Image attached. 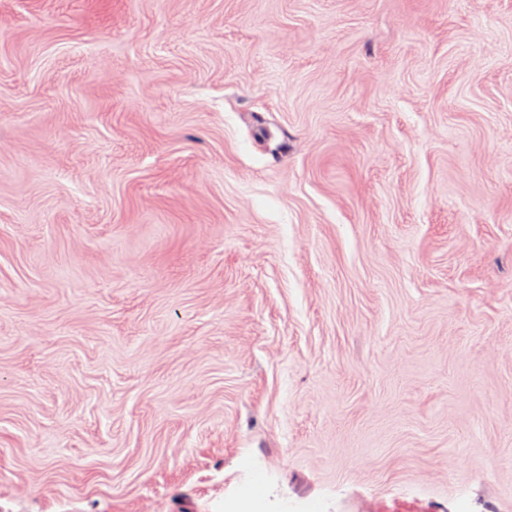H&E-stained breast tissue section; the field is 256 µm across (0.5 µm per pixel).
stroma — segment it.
<instances>
[{
  "instance_id": "35a3bbf8",
  "label": "stroma",
  "mask_w": 512,
  "mask_h": 512,
  "mask_svg": "<svg viewBox=\"0 0 512 512\" xmlns=\"http://www.w3.org/2000/svg\"><path fill=\"white\" fill-rule=\"evenodd\" d=\"M0 512H512V0H0Z\"/></svg>"
}]
</instances>
